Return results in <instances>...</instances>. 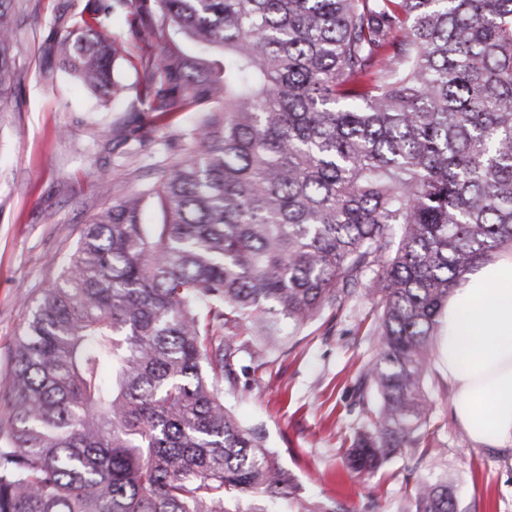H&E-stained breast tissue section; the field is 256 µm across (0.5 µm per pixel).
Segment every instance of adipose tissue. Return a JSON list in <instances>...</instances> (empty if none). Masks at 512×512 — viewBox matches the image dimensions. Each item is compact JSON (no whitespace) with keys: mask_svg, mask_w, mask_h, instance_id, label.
Returning a JSON list of instances; mask_svg holds the SVG:
<instances>
[{"mask_svg":"<svg viewBox=\"0 0 512 512\" xmlns=\"http://www.w3.org/2000/svg\"><path fill=\"white\" fill-rule=\"evenodd\" d=\"M442 322L456 422L474 444L512 447V251L464 277Z\"/></svg>","mask_w":512,"mask_h":512,"instance_id":"1","label":"adipose tissue"}]
</instances>
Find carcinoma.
<instances>
[{
  "label": "carcinoma",
  "instance_id": "obj_1",
  "mask_svg": "<svg viewBox=\"0 0 512 512\" xmlns=\"http://www.w3.org/2000/svg\"><path fill=\"white\" fill-rule=\"evenodd\" d=\"M39 12L0 0L1 103L22 90L18 22ZM40 30L45 65L105 110L127 44L148 43L138 111L171 153L136 192L102 186L112 204L32 300L0 416V512L296 497L224 389L360 294L377 399L346 464L432 451L439 319L466 274L512 249V0H87ZM411 512H457L448 479L414 480Z\"/></svg>",
  "mask_w": 512,
  "mask_h": 512
}]
</instances>
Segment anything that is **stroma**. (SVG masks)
<instances>
[{
	"label": "stroma",
	"instance_id": "35a3bbf8",
	"mask_svg": "<svg viewBox=\"0 0 512 512\" xmlns=\"http://www.w3.org/2000/svg\"><path fill=\"white\" fill-rule=\"evenodd\" d=\"M34 19L19 29L27 45L23 88L0 107V393L28 302L57 278L83 227L107 206L102 175L123 172L120 192L140 188L164 149H136L128 135L147 116L135 93L108 111L89 108L88 92L62 71H46L36 52ZM370 307L356 298L253 362L224 401L241 421L264 430L268 448L304 498L345 512H410L409 481L448 475L458 512H512V447L474 445L456 423L441 360L427 395L443 428L441 456L407 448L380 471L348 470L343 454L363 423L360 369L376 354L359 323Z\"/></svg>",
	"mask_w": 512,
	"mask_h": 512
}]
</instances>
